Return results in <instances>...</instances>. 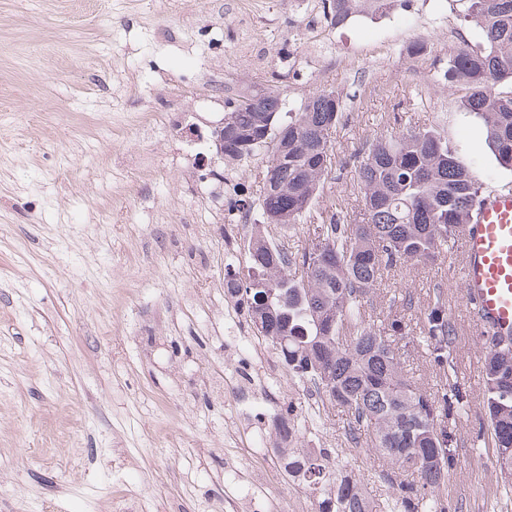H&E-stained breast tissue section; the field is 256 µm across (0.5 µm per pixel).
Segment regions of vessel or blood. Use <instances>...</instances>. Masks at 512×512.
I'll return each instance as SVG.
<instances>
[{"mask_svg":"<svg viewBox=\"0 0 512 512\" xmlns=\"http://www.w3.org/2000/svg\"><path fill=\"white\" fill-rule=\"evenodd\" d=\"M463 251L464 296L480 332L512 341V194L484 197Z\"/></svg>","mask_w":512,"mask_h":512,"instance_id":"1","label":"vessel or blood"}]
</instances>
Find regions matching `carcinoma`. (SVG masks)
<instances>
[{"instance_id": "cac0c4a2", "label": "carcinoma", "mask_w": 512, "mask_h": 512, "mask_svg": "<svg viewBox=\"0 0 512 512\" xmlns=\"http://www.w3.org/2000/svg\"><path fill=\"white\" fill-rule=\"evenodd\" d=\"M393 0H328L323 17L338 24L353 13L383 12ZM467 19L483 42L448 57V83L461 86L462 107L482 118L500 166L512 169V0H468ZM279 95L224 113V163L256 155L282 134L265 167L272 210H288L293 228L308 213L328 169L330 136L345 111L343 95L319 90L284 121ZM364 213L357 224L336 215L317 226V243L297 255L282 253L253 219L249 262L258 277L228 292L239 296L246 320L261 323L264 341L277 351L288 376L311 382L330 403L345 408L362 427L367 444L385 463L380 478L396 484L397 512H451L436 490L457 465L456 438L445 419L469 407L460 388L436 395L405 374L391 336L405 334L394 318L380 333L362 313L366 296L384 272L409 261L435 265L460 229L473 223L482 187L453 148L430 129L406 128L371 141L357 169ZM302 268L296 279L291 267ZM423 335L430 360L449 365L457 327L440 286L424 310ZM482 410L500 470L512 475V345L491 337L483 365ZM284 468L323 492L320 512H373L357 479L329 466L328 454L288 447V421L275 432Z\"/></svg>"}]
</instances>
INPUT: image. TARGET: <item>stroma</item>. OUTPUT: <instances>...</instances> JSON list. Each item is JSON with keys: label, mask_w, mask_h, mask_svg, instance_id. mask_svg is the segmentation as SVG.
I'll list each match as a JSON object with an SVG mask.
<instances>
[{"label": "stroma", "mask_w": 512, "mask_h": 512, "mask_svg": "<svg viewBox=\"0 0 512 512\" xmlns=\"http://www.w3.org/2000/svg\"><path fill=\"white\" fill-rule=\"evenodd\" d=\"M467 8L397 0L332 25L321 0H0V512H318L274 448L250 446L279 416H317L298 447L330 450L372 500L391 499L345 408L290 379L270 347L238 348L253 331L229 326L225 281L249 264L238 206L258 199L267 157L207 178L210 134L243 93L277 89L288 113L335 90L346 109L322 216L358 222L353 160L405 126L441 133L484 191H510L512 171L444 76L453 51L482 40ZM437 284L471 400L449 424L459 462L440 493L453 512H512L482 425L485 350L461 245L388 273L366 318H402L405 371L439 391L420 328ZM258 376L277 381L276 400Z\"/></svg>", "instance_id": "stroma-1"}]
</instances>
